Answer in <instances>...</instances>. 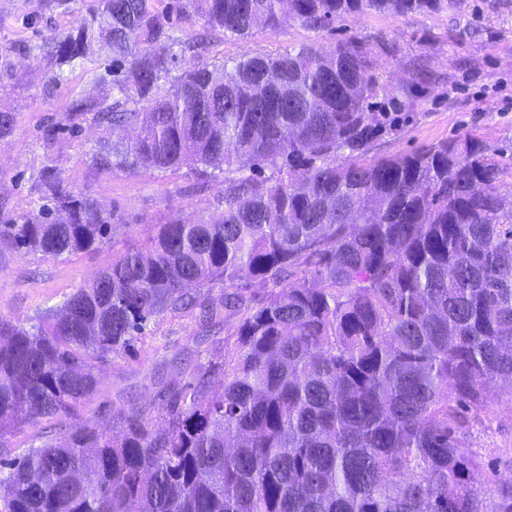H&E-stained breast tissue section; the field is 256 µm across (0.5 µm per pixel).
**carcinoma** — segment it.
<instances>
[{
  "label": "carcinoma",
  "mask_w": 512,
  "mask_h": 512,
  "mask_svg": "<svg viewBox=\"0 0 512 512\" xmlns=\"http://www.w3.org/2000/svg\"><path fill=\"white\" fill-rule=\"evenodd\" d=\"M162 2L98 0L36 47L59 66L43 83L107 50L95 92L66 113L126 132L93 164L163 174L191 160L223 178V201L168 220L38 323L0 320V447L77 415L98 365L149 321L246 315L233 347L167 393L161 423L133 411L115 433L75 423L0 453V512H512V488L486 496L457 443L465 413L512 397V160L470 136L368 157L391 122L363 37L219 60L171 23L246 41L454 0ZM40 183L49 205L1 224L0 242L58 259L110 236L115 217L55 167ZM252 288L269 302L251 306ZM44 426V423L27 425L8 436L6 443L9 445L8 450L11 451L12 456L22 454L31 445L37 446L39 444L37 436H40V433L44 431Z\"/></svg>",
  "instance_id": "1"
}]
</instances>
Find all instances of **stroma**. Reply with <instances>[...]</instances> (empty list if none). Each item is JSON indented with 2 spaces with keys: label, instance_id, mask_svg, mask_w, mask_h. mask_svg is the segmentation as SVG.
Returning <instances> with one entry per match:
<instances>
[{
  "label": "stroma",
  "instance_id": "stroma-1",
  "mask_svg": "<svg viewBox=\"0 0 512 512\" xmlns=\"http://www.w3.org/2000/svg\"><path fill=\"white\" fill-rule=\"evenodd\" d=\"M40 0H0V50L16 69L0 75V105L16 116L13 133L0 140V219L37 215L43 204L39 175L55 165L75 190L89 194L115 215L108 241L66 258H44L0 245V319L32 325L59 308L77 289L108 267L115 253L143 243L173 216L215 207L221 181L199 184L193 165L174 173L112 172L92 166L87 153L102 135L86 121L78 133L65 125L72 99L92 87L107 65L99 57L65 67L64 80L44 87L51 61L36 47L66 28L72 15L41 11ZM439 14H369L337 22L335 31H309L288 23L260 30L246 42L216 41L217 56L284 48L291 43L324 46L351 34L367 37L376 71L389 84L395 125L370 154L387 157L471 132L490 149L512 153V0H457ZM239 316L201 333L189 315L149 321L131 353L101 364L96 392L78 419L108 430L132 408L161 407L163 392L182 386L199 350L223 354L234 343ZM462 452L477 456L488 490L512 483V400L500 397L471 416L458 432Z\"/></svg>",
  "mask_w": 512,
  "mask_h": 512
}]
</instances>
